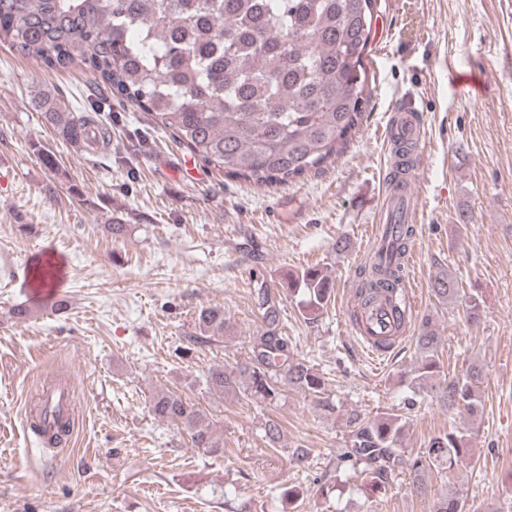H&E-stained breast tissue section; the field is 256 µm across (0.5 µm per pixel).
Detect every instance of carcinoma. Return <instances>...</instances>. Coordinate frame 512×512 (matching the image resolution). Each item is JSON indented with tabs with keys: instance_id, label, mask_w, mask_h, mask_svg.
<instances>
[{
	"instance_id": "cac0c4a2",
	"label": "carcinoma",
	"mask_w": 512,
	"mask_h": 512,
	"mask_svg": "<svg viewBox=\"0 0 512 512\" xmlns=\"http://www.w3.org/2000/svg\"><path fill=\"white\" fill-rule=\"evenodd\" d=\"M378 0H0V43L46 71L89 72L96 84L152 117L195 161L256 186L286 185L318 172L344 153L372 101L364 57ZM46 121L69 141L82 128H100L96 105L76 113L52 94L35 100ZM398 233L384 238L360 272L359 304L393 291L403 278L401 257L411 227L398 213ZM286 290L300 296L305 314L317 315L331 297L332 281L316 266L288 275ZM435 295L452 300L456 281L443 275ZM263 326L239 366L204 374L208 392L246 395L272 404L281 381L317 393L314 366L295 357L282 334L276 298L254 289ZM201 339L224 336V309L196 312ZM420 363L411 380L417 396L438 371V340L428 328L417 337ZM482 369L471 366L439 390L443 404L474 411ZM151 412L182 426L191 446L224 453L219 428L180 394L157 393ZM349 446L337 460L362 468L373 487L396 472L422 485L426 465L453 468L468 459L465 435L435 437L428 457L400 448L402 415L349 418Z\"/></svg>"
}]
</instances>
